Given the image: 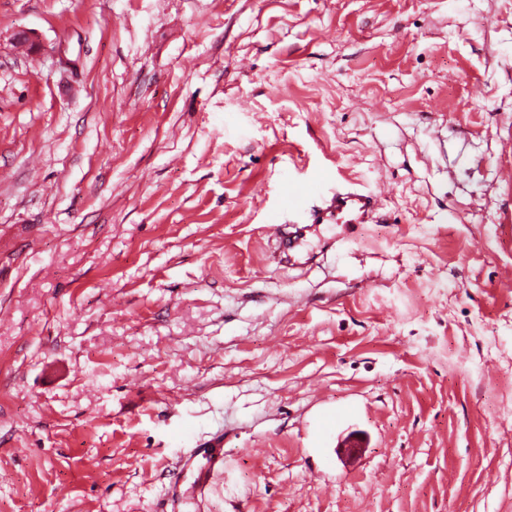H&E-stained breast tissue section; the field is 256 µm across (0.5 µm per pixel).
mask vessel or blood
Returning <instances> with one entry per match:
<instances>
[{
  "instance_id": "obj_1",
  "label": "vessel or blood",
  "mask_w": 512,
  "mask_h": 512,
  "mask_svg": "<svg viewBox=\"0 0 512 512\" xmlns=\"http://www.w3.org/2000/svg\"><path fill=\"white\" fill-rule=\"evenodd\" d=\"M319 191V183L296 182L289 197L287 217H273V224L279 227L276 244L285 258H292L303 225L366 224L382 206L381 192H364L348 186L337 187L330 195L320 196V204L308 205V198L320 195ZM223 470L224 435L218 432L181 455L169 495L182 501L199 499Z\"/></svg>"
}]
</instances>
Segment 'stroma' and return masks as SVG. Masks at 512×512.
Listing matches in <instances>:
<instances>
[{
    "instance_id": "obj_1",
    "label": "stroma",
    "mask_w": 512,
    "mask_h": 512,
    "mask_svg": "<svg viewBox=\"0 0 512 512\" xmlns=\"http://www.w3.org/2000/svg\"><path fill=\"white\" fill-rule=\"evenodd\" d=\"M510 168L512 0H0V512H512ZM321 185L306 180L296 182L288 201V221H283L279 215L271 219L270 224L276 226V244L280 253L288 261L293 257V251L298 238L308 225L297 224H368L375 218L382 206V191H361L349 186H336L330 195L321 196L320 205L305 207L306 200L318 194ZM292 225L294 231H283L282 226ZM224 472V433L217 432L180 456L179 468L169 488L173 500H196L215 476Z\"/></svg>"
}]
</instances>
